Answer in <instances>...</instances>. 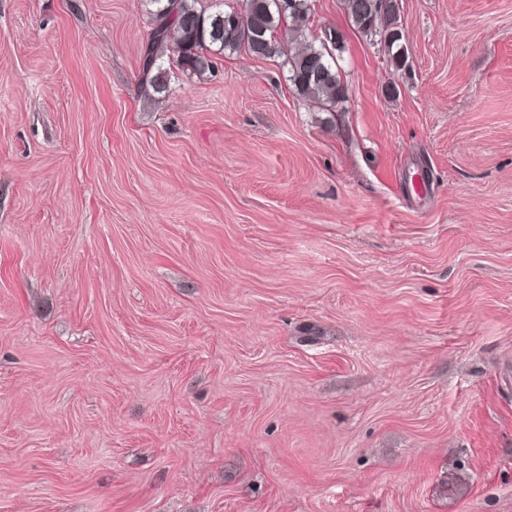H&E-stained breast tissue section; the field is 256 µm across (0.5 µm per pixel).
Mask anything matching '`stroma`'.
<instances>
[{
  "instance_id": "stroma-1",
  "label": "stroma",
  "mask_w": 512,
  "mask_h": 512,
  "mask_svg": "<svg viewBox=\"0 0 512 512\" xmlns=\"http://www.w3.org/2000/svg\"><path fill=\"white\" fill-rule=\"evenodd\" d=\"M0 0V512H512V0H341L348 99ZM398 87L396 96L384 93ZM341 1L348 19L357 30L378 38L394 70L401 71L410 66L408 45L399 24L400 0Z\"/></svg>"
}]
</instances>
